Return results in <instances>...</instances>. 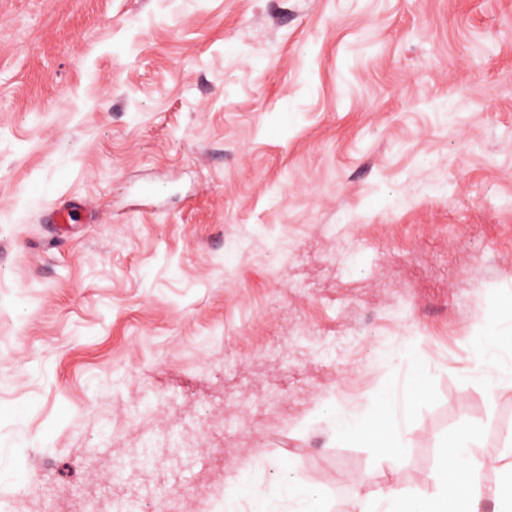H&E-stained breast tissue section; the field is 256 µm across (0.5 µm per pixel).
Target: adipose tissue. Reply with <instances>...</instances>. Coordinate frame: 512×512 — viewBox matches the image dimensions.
Returning <instances> with one entry per match:
<instances>
[{
  "instance_id": "obj_1",
  "label": "adipose tissue",
  "mask_w": 512,
  "mask_h": 512,
  "mask_svg": "<svg viewBox=\"0 0 512 512\" xmlns=\"http://www.w3.org/2000/svg\"><path fill=\"white\" fill-rule=\"evenodd\" d=\"M470 377L489 393L512 389V304L493 303L478 336L470 340ZM404 371L366 405L343 406L335 398L325 405L334 415L337 442H364L381 455H392L414 442L416 411L427 395L421 366L411 355L409 341L397 346ZM482 444L478 427L462 426L443 443L444 454L433 476L431 493L413 497L395 487L355 491L351 512H512V432L504 438L498 456L484 458L476 450ZM500 472V481L482 482L480 474ZM273 491H257L254 467L239 468L224 491L220 512H333L329 493L297 476L290 466L279 469Z\"/></svg>"
}]
</instances>
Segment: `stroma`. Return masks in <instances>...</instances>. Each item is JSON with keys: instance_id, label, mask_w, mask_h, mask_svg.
<instances>
[{"instance_id": "stroma-1", "label": "stroma", "mask_w": 512, "mask_h": 512, "mask_svg": "<svg viewBox=\"0 0 512 512\" xmlns=\"http://www.w3.org/2000/svg\"><path fill=\"white\" fill-rule=\"evenodd\" d=\"M511 298L512 0H0V512L34 479L114 512V462L182 430L134 471L165 512L250 462L431 492L446 434L512 428L468 374ZM404 339L412 447L332 444L320 401Z\"/></svg>"}]
</instances>
